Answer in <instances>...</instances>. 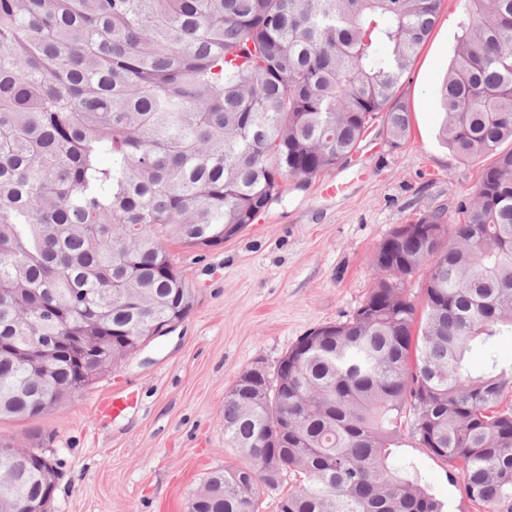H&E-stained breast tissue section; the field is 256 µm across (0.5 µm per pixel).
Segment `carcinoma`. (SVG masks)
I'll list each match as a JSON object with an SVG mask.
<instances>
[{
    "label": "carcinoma",
    "instance_id": "carcinoma-1",
    "mask_svg": "<svg viewBox=\"0 0 512 512\" xmlns=\"http://www.w3.org/2000/svg\"><path fill=\"white\" fill-rule=\"evenodd\" d=\"M442 0H0V420L63 408L195 293L170 244L212 247L347 160L374 124L400 146L401 80ZM440 97L441 143L495 157L450 224L381 242L343 322L255 366L224 396V442L188 512H447L394 449L410 435L483 512H512V0H467ZM426 270L422 305L404 281ZM91 337L97 360L45 373L14 347ZM44 441L0 450L23 512L54 485ZM491 359L497 360L501 364L512 363V338H504L490 349L474 350L471 353V361L475 365H482Z\"/></svg>",
    "mask_w": 512,
    "mask_h": 512
}]
</instances>
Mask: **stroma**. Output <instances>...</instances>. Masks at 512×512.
<instances>
[{"mask_svg":"<svg viewBox=\"0 0 512 512\" xmlns=\"http://www.w3.org/2000/svg\"><path fill=\"white\" fill-rule=\"evenodd\" d=\"M463 8L464 0H444L401 81L410 113L401 146L390 147L373 126L350 161L289 186L224 244L171 245L196 291L191 315L61 411L0 421V441L45 436L59 476L52 512H187L208 472L242 462L221 426L236 377L274 367L302 336L349 319L377 276L374 253L394 228L439 209L455 217L485 166L438 137L440 90ZM116 392L132 395L133 405L101 414L98 401ZM398 453L450 512H476L442 460L410 438Z\"/></svg>","mask_w":512,"mask_h":512,"instance_id":"35a3bbf8","label":"stroma"}]
</instances>
